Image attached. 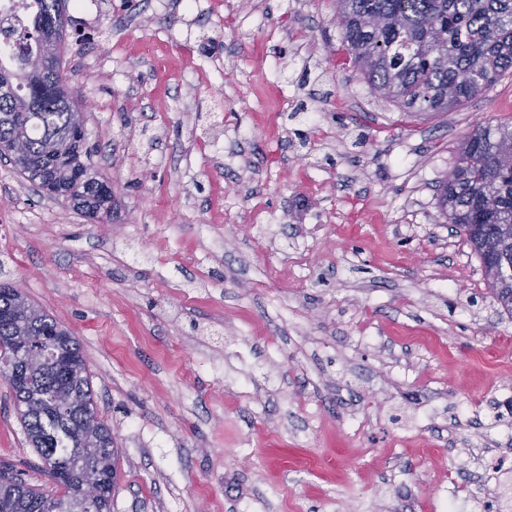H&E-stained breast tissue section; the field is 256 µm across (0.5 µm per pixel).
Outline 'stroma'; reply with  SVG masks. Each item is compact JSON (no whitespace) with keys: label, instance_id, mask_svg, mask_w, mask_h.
<instances>
[{"label":"stroma","instance_id":"35a3bbf8","mask_svg":"<svg viewBox=\"0 0 512 512\" xmlns=\"http://www.w3.org/2000/svg\"><path fill=\"white\" fill-rule=\"evenodd\" d=\"M105 0L66 42L112 220L0 160V275L79 340L112 512H484L512 486V316L440 212L512 73L410 116L334 0ZM48 490L0 380V467Z\"/></svg>","mask_w":512,"mask_h":512}]
</instances>
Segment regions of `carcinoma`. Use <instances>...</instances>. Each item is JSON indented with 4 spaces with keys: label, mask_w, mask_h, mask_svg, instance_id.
Wrapping results in <instances>:
<instances>
[{
    "label": "carcinoma",
    "mask_w": 512,
    "mask_h": 512,
    "mask_svg": "<svg viewBox=\"0 0 512 512\" xmlns=\"http://www.w3.org/2000/svg\"><path fill=\"white\" fill-rule=\"evenodd\" d=\"M68 0H29L27 28L0 30L19 64L0 56V158L28 179L37 171L15 159L23 143L32 160L51 150L67 160L54 172L66 203L96 224L111 219L112 194L91 174L70 133L84 115L63 69L64 44L43 37ZM343 42L371 89L406 113L443 114L464 105L512 70V0H336ZM439 205L479 258L488 293L512 316V275L489 260L512 262V123L478 125L459 146L438 188ZM0 379L10 387L28 444L42 459L54 492L0 472V512H84L82 485L110 512L116 491L111 429L97 415L78 339L12 285L0 284Z\"/></svg>",
    "instance_id": "1"
}]
</instances>
